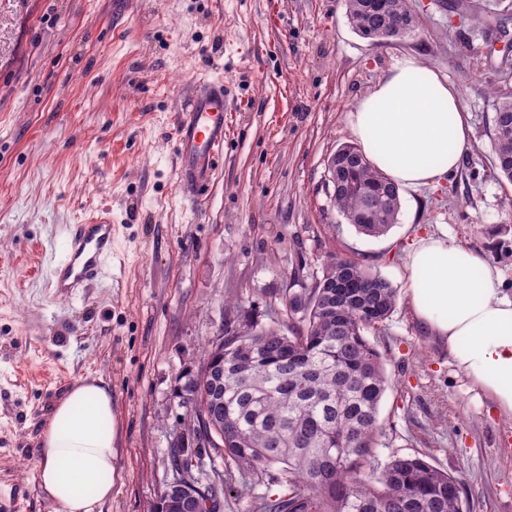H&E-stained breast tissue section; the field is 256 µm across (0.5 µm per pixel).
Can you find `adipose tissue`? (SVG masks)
Listing matches in <instances>:
<instances>
[{
  "instance_id": "obj_1",
  "label": "adipose tissue",
  "mask_w": 512,
  "mask_h": 512,
  "mask_svg": "<svg viewBox=\"0 0 512 512\" xmlns=\"http://www.w3.org/2000/svg\"><path fill=\"white\" fill-rule=\"evenodd\" d=\"M370 163L398 187L433 186L456 171L470 126L459 91L414 56L401 58L349 115ZM415 318L445 343L476 399L512 419V298L499 270L448 238H418L405 257ZM34 468L62 512H100L117 476L112 392L99 379L74 383L40 430Z\"/></svg>"
}]
</instances>
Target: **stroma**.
<instances>
[{
	"label": "stroma",
	"mask_w": 512,
	"mask_h": 512,
	"mask_svg": "<svg viewBox=\"0 0 512 512\" xmlns=\"http://www.w3.org/2000/svg\"><path fill=\"white\" fill-rule=\"evenodd\" d=\"M420 28L376 42L345 0H0V512H54L33 465L42 423L76 381L112 391L118 477L102 512H153L188 411L177 390L225 321L269 322L332 257L390 281L368 338L389 386L381 445L426 454L470 512H512V420L468 392L418 323L404 257L448 233L512 295V182L494 175L492 118L512 95V0H413ZM406 55L457 85L470 133L458 171L401 191L398 221L359 234L331 200L327 160L348 114ZM228 93L206 198L182 192L176 124L197 79ZM112 214L101 281L58 295L69 229Z\"/></svg>",
	"instance_id": "obj_1"
}]
</instances>
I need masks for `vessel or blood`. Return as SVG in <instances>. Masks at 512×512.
I'll list each match as a JSON object with an SVG mask.
<instances>
[{
  "instance_id": "1",
  "label": "vessel or blood",
  "mask_w": 512,
  "mask_h": 512,
  "mask_svg": "<svg viewBox=\"0 0 512 512\" xmlns=\"http://www.w3.org/2000/svg\"><path fill=\"white\" fill-rule=\"evenodd\" d=\"M226 94L220 81L201 82L193 90L176 128L178 179L196 197H203L224 154ZM112 252V220L100 215L74 225L66 254L59 262L53 286L69 296L78 288L98 280L106 271L105 260Z\"/></svg>"
}]
</instances>
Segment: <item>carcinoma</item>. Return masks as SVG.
<instances>
[{"instance_id":"1","label":"carcinoma","mask_w":512,"mask_h":512,"mask_svg":"<svg viewBox=\"0 0 512 512\" xmlns=\"http://www.w3.org/2000/svg\"><path fill=\"white\" fill-rule=\"evenodd\" d=\"M345 0L364 38L384 30L416 34L412 0ZM494 167L512 181V98L493 115ZM332 199L347 223L385 235L401 208L400 189L343 144L330 156ZM370 211L376 222L358 223ZM397 292L358 262L333 257L322 275L283 301L280 318L224 324L198 371L179 391L189 419L205 416L224 432V478L205 487L211 509L265 483L283 487L256 496L257 512H463L462 486L417 453L374 465L379 405L387 378L367 332L389 319Z\"/></svg>"}]
</instances>
